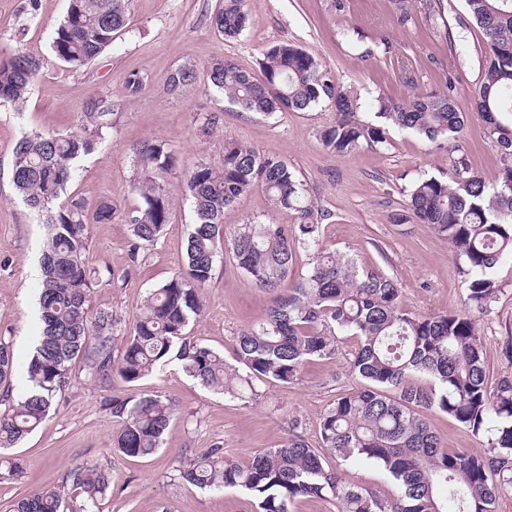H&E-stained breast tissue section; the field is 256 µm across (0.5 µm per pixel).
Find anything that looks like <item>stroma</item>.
I'll list each match as a JSON object with an SVG mask.
<instances>
[{
    "instance_id": "obj_1",
    "label": "stroma",
    "mask_w": 512,
    "mask_h": 512,
    "mask_svg": "<svg viewBox=\"0 0 512 512\" xmlns=\"http://www.w3.org/2000/svg\"><path fill=\"white\" fill-rule=\"evenodd\" d=\"M222 0H127L128 26L111 47L86 67L75 70L51 50L53 30L66 13L67 0H0V54L23 47L42 62L27 103L15 108L0 102V337L9 341L16 362L33 353L41 330L38 284L32 268L40 263L45 229L13 189L11 163L17 142L31 131L79 133L97 99L112 107V126L99 150L78 160L70 194L88 204L111 200L108 223L87 224V260L99 275L90 292L96 311L111 312L113 336L123 343L132 317L147 297L181 269L194 215L181 195L186 170L203 160L219 163L225 141L278 155L293 166L312 199L329 211L322 226V247L350 255L365 269L396 280L408 309L418 314L465 308L459 261L433 227L404 221L406 186L447 171L450 149L425 137L394 131L388 143L339 156L327 151L320 130L335 112L318 107L306 112L263 117L224 103L197 82L189 91L169 94L171 70L194 65L197 71L219 58L257 70L267 46L287 41L316 56L340 85L354 88L364 102L385 93L450 91L465 112L459 144L475 171L495 181L500 152L487 138L480 115L471 106L483 71L484 43L468 19L464 0H246L248 24L228 41L212 26ZM408 21H401V13ZM355 37H346V30ZM144 86L132 92L130 78ZM165 141L178 157L165 179L175 197L160 238L130 259L128 213L140 204L131 193V150L145 141ZM289 224L292 216L274 210L258 189L224 212V229L249 221ZM502 293L490 312L478 315L485 364L491 380L512 374V258L498 265ZM205 311L186 329L188 341L231 355L232 342L261 321L270 296L256 288L232 254L220 252L212 279L203 291ZM354 337L338 334L336 355L306 364L293 385L265 383L252 399H229L201 386L172 360L134 384L120 377L99 383L82 362L72 365L70 384L57 396L45 421L13 448L20 473L0 468V512L44 488H60L63 472L80 460H93L112 472L100 512H256L253 499L237 490L208 492L179 479L180 463L221 445L226 456L249 463L263 448H276L299 435L319 445V424L336 398L355 389L350 372ZM158 394L171 398L177 416L160 450L147 458L130 457L114 446L119 423L112 397ZM442 442L477 456L489 453V435L473 433L435 410L425 413ZM343 482L365 487L384 500L396 493L383 470L369 462L327 458Z\"/></svg>"
}]
</instances>
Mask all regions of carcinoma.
I'll return each mask as SVG.
<instances>
[{"label": "carcinoma", "instance_id": "obj_1", "mask_svg": "<svg viewBox=\"0 0 512 512\" xmlns=\"http://www.w3.org/2000/svg\"><path fill=\"white\" fill-rule=\"evenodd\" d=\"M470 22L486 47L482 79L472 105L503 166L489 184L466 154L453 158L446 176H430L404 189L409 217L432 225L463 262L459 272L468 308L443 314H416L406 308L397 281L361 269L349 256L323 253L320 228L329 213L315 205L295 169L274 154H261L235 141L224 142L220 166L193 164L182 193L195 222L184 268L151 291L132 319V330L114 355L112 313H92L96 272L87 260L88 205L65 194L75 161L96 152L110 109L97 102L88 113L91 128L66 135L32 131L18 141L11 181L48 232L39 292L41 334L24 368L25 389L14 396L16 363L10 343L0 338V448L13 447L48 415L55 396L70 381L71 363L84 362L91 377L113 375L133 384L174 358L183 371L230 399L253 398L257 383L294 384L305 363L336 355V333L358 338L350 371L357 388L336 399L320 423L322 447L294 435L278 448L260 451L240 464L215 445L186 466L179 478L201 489H235L250 494L259 512H291L304 498L337 500L340 512H496L497 498L512 491V380L489 386L483 345L474 313L497 302L501 285L495 269L512 255V0H465ZM244 0H222L212 18L226 39L245 29ZM127 25L124 0H67L66 14L53 33L51 49L64 64L92 63ZM260 74L228 58L207 67V87L243 112L272 115L301 112L323 103L335 109L333 124L320 131L323 145L338 155L387 142L389 128L411 130L434 143L460 138L465 115L446 93L396 98L378 95L374 119L365 121L360 95L333 84L331 71L311 53L290 43L268 46ZM41 69L40 59L20 49L0 57V102L24 104ZM189 64L166 80L170 92L195 84ZM131 191L141 204L128 217L133 236L130 260L161 236L173 195L164 174L177 156L162 140L133 148ZM259 188L292 224H240L224 233V210ZM227 247L259 288L274 294L265 318L233 340L236 366L224 355L186 341L190 321L204 312L202 292L212 279L218 248ZM311 266L287 284L299 250ZM119 420L116 448L128 456H150L177 412L162 395L112 398ZM435 409L478 433H490V455L478 457L442 443L422 410ZM378 465L398 485L395 503L371 490L345 485L325 467V455ZM109 468L83 460L67 469L62 483L78 492L70 503L55 490L32 493L14 512H96L109 489Z\"/></svg>", "mask_w": 512, "mask_h": 512}]
</instances>
